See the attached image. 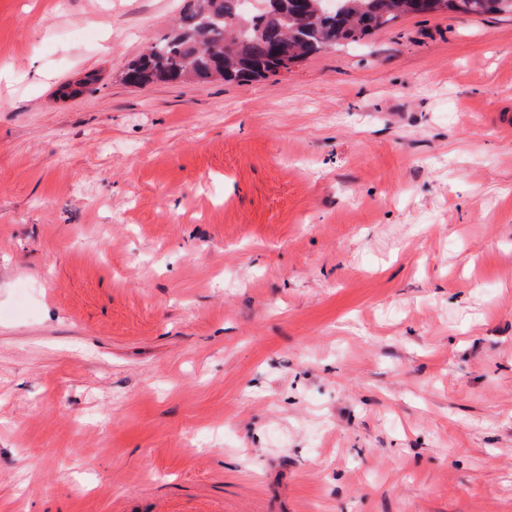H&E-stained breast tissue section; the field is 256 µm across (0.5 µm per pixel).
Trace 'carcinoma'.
<instances>
[{
	"instance_id": "obj_1",
	"label": "carcinoma",
	"mask_w": 512,
	"mask_h": 512,
	"mask_svg": "<svg viewBox=\"0 0 512 512\" xmlns=\"http://www.w3.org/2000/svg\"><path fill=\"white\" fill-rule=\"evenodd\" d=\"M435 0H340L319 16L321 0H278V16L243 13L239 0H187L173 28L123 73L136 87L154 83L244 81L275 74L320 51L356 43L411 14H433ZM446 14H512V0H445Z\"/></svg>"
}]
</instances>
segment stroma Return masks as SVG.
<instances>
[{
	"instance_id": "obj_1",
	"label": "stroma",
	"mask_w": 512,
	"mask_h": 512,
	"mask_svg": "<svg viewBox=\"0 0 512 512\" xmlns=\"http://www.w3.org/2000/svg\"><path fill=\"white\" fill-rule=\"evenodd\" d=\"M183 5L0 0V512H512V16L123 83Z\"/></svg>"
}]
</instances>
